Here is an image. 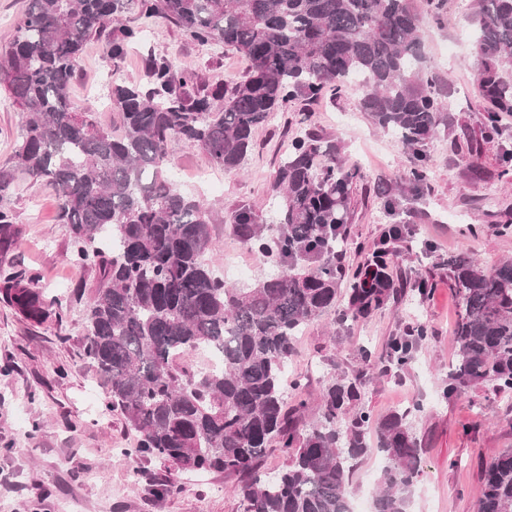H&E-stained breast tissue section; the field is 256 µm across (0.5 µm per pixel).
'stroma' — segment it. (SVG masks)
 Masks as SVG:
<instances>
[{
	"label": "stroma",
	"mask_w": 512,
	"mask_h": 512,
	"mask_svg": "<svg viewBox=\"0 0 512 512\" xmlns=\"http://www.w3.org/2000/svg\"><path fill=\"white\" fill-rule=\"evenodd\" d=\"M472 8V0H448L441 23H424L423 51L451 107L438 138L427 145V184L396 193L393 208H384L374 189L398 179L410 153L360 111L352 90L292 103L258 127L239 171L214 168L191 144L177 150L170 166L181 191L201 197L220 214L246 204L273 219L272 184L303 112L307 128L332 139L338 157L358 165L364 175L354 193L346 268L364 261L359 245L372 243L386 226L408 228L394 268L402 297L364 321H342L334 311L312 321L295 340L288 371L304 382L312 403L305 418L311 421L326 379L360 369L361 348L381 356L391 337L405 335L411 326L427 327L411 365L374 379L362 401L375 419L395 408L424 406L412 420L421 462L411 512H475L483 466L512 449V398L488 387L449 401L440 397L455 353L452 328L460 311L448 282L449 256L466 251L488 268L512 258V234L498 232L499 224L512 220V188L499 179L496 160L500 148L512 149V127L504 126L501 145L484 146L476 157L467 151L485 115L468 37ZM125 21L145 29V43L115 61L103 41H88L70 89L76 110L96 112L112 130H120L121 118L109 104L104 80L114 72L125 82H143L148 55L174 59L212 85L232 83L248 69L244 55L198 45L168 22L135 12ZM0 203L13 211L23 230L9 262L37 268L41 288L66 311L62 323L33 326L0 302V366H11L9 372L0 370V512H243L230 491L234 477L183 473L153 458L126 455L135 433L122 414L106 410L103 391L83 356V305L75 292L81 285L94 286L97 271L72 263L67 229L57 219L59 200L50 187L21 174L15 191ZM212 233L218 247L206 259L216 271L228 263L244 267L247 284L266 275L262 257L245 248L227 224L213 225ZM421 277L436 285L423 298L413 288ZM161 484L174 488L162 501L155 495Z\"/></svg>",
	"instance_id": "obj_1"
}]
</instances>
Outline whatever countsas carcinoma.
Listing matches in <instances>:
<instances>
[{"mask_svg":"<svg viewBox=\"0 0 512 512\" xmlns=\"http://www.w3.org/2000/svg\"><path fill=\"white\" fill-rule=\"evenodd\" d=\"M472 40L479 96L488 103L481 139L503 135L512 112V0H474ZM136 11L173 23L201 45L230 47L249 61L234 83L198 86L195 72L168 57L148 58L146 81H112L110 102L122 133L94 112H78L70 87L83 47L105 38L107 56L144 41L121 23ZM358 87L360 110L411 152L404 178L428 177L425 144L448 108L437 75L426 71L423 18L412 0H27L12 40L0 47V88L23 114L11 163L0 167V200L16 173L50 187L71 238L70 260L97 269L84 315L83 355L106 406L137 434L129 455L184 472L237 477L243 512H349L354 471L376 452L384 459L371 512H409L421 442L394 410L370 428L360 403L374 376L404 368L427 336H394L383 358L362 351L361 369L330 375L317 420L303 421L307 399L288 405L302 380H287L294 340L311 321L346 300L355 321L397 295L398 224L384 228L365 262L345 272L336 255L347 242L359 171L336 144L307 130L291 142L276 172V223L240 205L225 218L270 270L241 287L224 280L206 254L214 247L207 203L180 192L168 176L183 143L201 148L226 172L242 167L254 130L296 100ZM22 230L0 205V258ZM382 279L365 283L368 267ZM34 267L0 265V301L29 324L61 321V304L37 288ZM448 282L460 300L446 399L492 387L512 396V259L490 269L459 253ZM201 348L222 368L196 372L184 360ZM283 469L259 473L272 447ZM476 512H512V449L481 472Z\"/></svg>","mask_w":512,"mask_h":512,"instance_id":"carcinoma-1","label":"carcinoma"}]
</instances>
